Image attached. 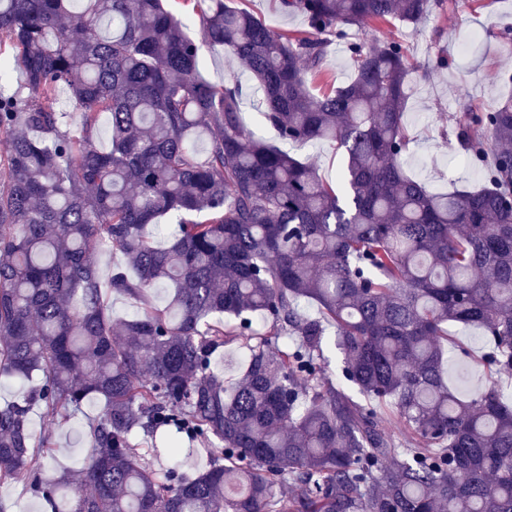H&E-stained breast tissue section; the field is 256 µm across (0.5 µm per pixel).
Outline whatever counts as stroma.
Wrapping results in <instances>:
<instances>
[{
  "mask_svg": "<svg viewBox=\"0 0 512 512\" xmlns=\"http://www.w3.org/2000/svg\"><path fill=\"white\" fill-rule=\"evenodd\" d=\"M263 19L275 31L296 35L306 29L305 19L281 12L279 0H233ZM512 35V0H466L465 5L434 10L415 24L373 23L367 30L351 29L347 39L330 43L323 71L313 82L325 91L347 84L355 73L349 43L371 37L404 45L416 69L411 76L405 115L411 144L404 167L409 176L427 190L446 193L459 188H477L484 171L456 137V122L464 108L484 111L512 93L502 74L512 75V52H505ZM204 76L221 83L238 80L242 87V118L245 126L269 142H276L257 109L262 92L257 81L239 70L223 50L204 46ZM294 155L310 165L329 183H337L344 157L330 142L292 144ZM100 399L89 400L71 420L51 419L41 413L31 417L37 440L48 441V476L76 475L89 447L88 423L102 410Z\"/></svg>",
  "mask_w": 512,
  "mask_h": 512,
  "instance_id": "1",
  "label": "stroma"
}]
</instances>
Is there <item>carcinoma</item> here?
Segmentation results:
<instances>
[{
	"mask_svg": "<svg viewBox=\"0 0 512 512\" xmlns=\"http://www.w3.org/2000/svg\"><path fill=\"white\" fill-rule=\"evenodd\" d=\"M177 2L258 82L281 141L344 149L343 183L243 125L241 86L202 78V46L163 0H0V376L38 377L0 404V477L44 512H512V405L493 382L451 389L440 344L450 323L479 326L486 365L512 373V96L459 117L486 185L433 194L403 167L401 43L353 42L351 81L307 89L329 40L417 23L431 0H279L306 20L292 36L226 0ZM61 87L78 136L42 104ZM165 216L176 230L157 247ZM105 246L135 271L113 273V291L171 288L166 304L113 323ZM329 326L343 379L390 405L403 438L322 379ZM237 342L249 356L227 388L213 351ZM93 397L87 492L70 500L30 414L71 417ZM195 444L212 462L189 477Z\"/></svg>",
	"mask_w": 512,
	"mask_h": 512,
	"instance_id": "cac0c4a2",
	"label": "carcinoma"
}]
</instances>
